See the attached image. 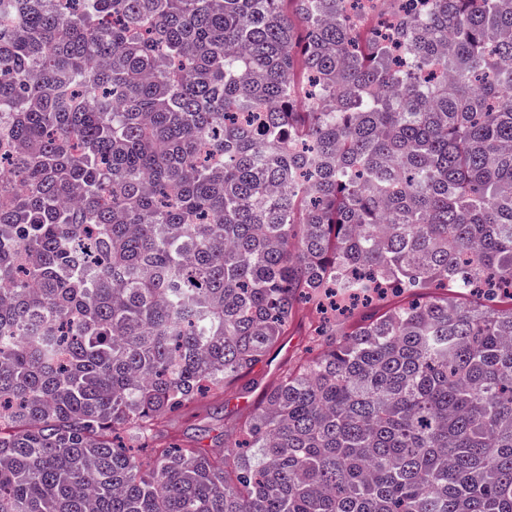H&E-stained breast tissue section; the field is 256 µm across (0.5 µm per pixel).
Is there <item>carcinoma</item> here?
<instances>
[{
    "label": "carcinoma",
    "mask_w": 512,
    "mask_h": 512,
    "mask_svg": "<svg viewBox=\"0 0 512 512\" xmlns=\"http://www.w3.org/2000/svg\"><path fill=\"white\" fill-rule=\"evenodd\" d=\"M66 2L0 0V512H512V0ZM316 322L315 311L304 308L266 362L227 389L223 399L202 400L171 418L166 430L173 442L197 443L203 448L224 450V433L230 432L240 418L254 411L266 388L277 380L281 368L314 348L310 332Z\"/></svg>",
    "instance_id": "1"
}]
</instances>
